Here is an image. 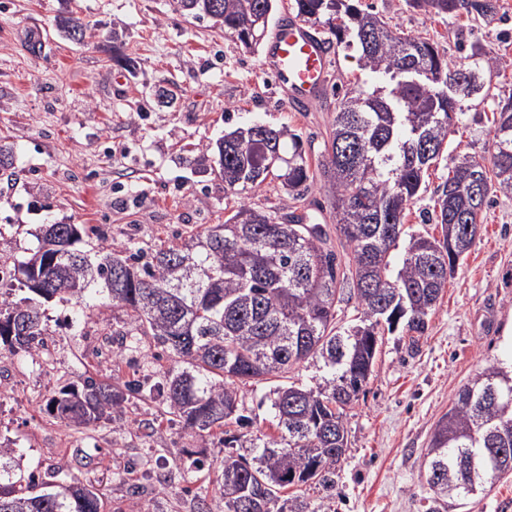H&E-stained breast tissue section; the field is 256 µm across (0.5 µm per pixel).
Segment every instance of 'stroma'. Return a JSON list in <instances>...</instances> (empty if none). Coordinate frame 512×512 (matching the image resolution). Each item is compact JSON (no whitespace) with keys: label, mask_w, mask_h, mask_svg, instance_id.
I'll use <instances>...</instances> for the list:
<instances>
[{"label":"stroma","mask_w":512,"mask_h":512,"mask_svg":"<svg viewBox=\"0 0 512 512\" xmlns=\"http://www.w3.org/2000/svg\"><path fill=\"white\" fill-rule=\"evenodd\" d=\"M389 24L434 41L462 67L474 49L508 60L482 74L512 93V0H498L490 25L466 13L434 16L406 0H362ZM79 17L84 43L59 23ZM337 90L368 87L355 50L331 48ZM261 51L175 10L172 0H0V265L37 245L44 224H78L79 247L144 252L203 224H220L240 204L273 211L295 204L310 221L331 223L329 200L315 186L289 201L279 180L241 192L225 188L216 142L238 127L263 124L300 134L323 149L336 98L306 112L261 67ZM124 90H117V81ZM489 104L466 101L448 130L453 156L490 158ZM38 350H0V445L22 473L70 478L99 490L103 512H197L213 496L226 450L190 437L161 399L128 397L95 429L80 431L46 410L48 399L86 376L122 387L157 382L175 360L151 337L126 333L125 314L105 296L86 312L52 302ZM493 363H512V195H494L481 232L429 318L417 349L405 333L384 334L366 392L347 411L348 449L331 492L304 497L328 512H512V478L468 500L431 504L421 456L434 424L457 390ZM271 383L240 392L254 429L274 430ZM213 466L199 470L194 459Z\"/></svg>","instance_id":"stroma-1"}]
</instances>
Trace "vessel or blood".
<instances>
[{
    "label": "vessel or blood",
    "mask_w": 512,
    "mask_h": 512,
    "mask_svg": "<svg viewBox=\"0 0 512 512\" xmlns=\"http://www.w3.org/2000/svg\"><path fill=\"white\" fill-rule=\"evenodd\" d=\"M263 66L293 110L309 109L327 92L331 74L327 45L298 17L290 15L275 24Z\"/></svg>",
    "instance_id": "b4317fda"
}]
</instances>
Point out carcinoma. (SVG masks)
<instances>
[{"label":"carcinoma","mask_w":512,"mask_h":512,"mask_svg":"<svg viewBox=\"0 0 512 512\" xmlns=\"http://www.w3.org/2000/svg\"><path fill=\"white\" fill-rule=\"evenodd\" d=\"M430 14L474 21L496 14V0H407ZM176 9L207 17L248 50L267 33L275 0H175ZM303 21L322 24L336 43L359 52L375 85L339 98L324 149L311 163L300 134L256 124L236 128L217 143L224 185L260 187L273 176L292 199L316 184L329 197L338 258L326 224H309L291 210L240 205L222 224L208 225L143 256L111 248L95 256L74 248L77 224H48L39 246L7 268L5 281L27 295L0 296V344L15 353L38 347L45 335L42 305L69 295L74 278H88L86 294L102 289L128 324L174 355L182 368L163 372L158 393L167 413L201 441L222 435L228 454L217 493L224 512H308L284 491L306 484L326 490L348 445L346 408L374 372L384 332L402 325L415 343L425 334L448 276L476 242L491 190L512 193V155L491 170L474 156L452 160L428 218L439 238L404 224L425 176L443 159L448 126L464 96L448 102L447 58L435 43L397 32L361 0H294ZM67 38L84 39L80 19H61ZM455 71L500 70L501 59L471 54ZM492 109L493 145L512 151V121L501 102ZM357 302V317L336 325L342 283ZM318 358L326 368L316 387L279 384L272 390L276 433H255L238 414L239 384L259 382ZM124 400L91 376L62 387L49 401L53 415L88 430ZM421 469L431 499H467L512 475V366H489L462 385L435 423ZM22 486L0 450V512H101L99 493H80L78 481L53 483L43 498Z\"/></svg>","instance_id":"1"}]
</instances>
